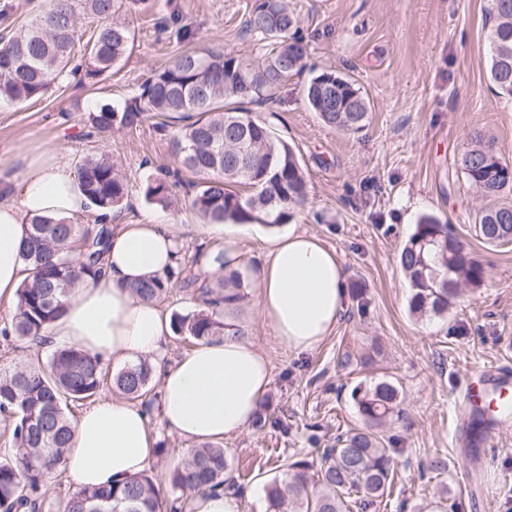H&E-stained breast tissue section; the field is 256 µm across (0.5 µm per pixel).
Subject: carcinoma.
I'll return each instance as SVG.
<instances>
[{
	"instance_id": "carcinoma-1",
	"label": "carcinoma",
	"mask_w": 512,
	"mask_h": 512,
	"mask_svg": "<svg viewBox=\"0 0 512 512\" xmlns=\"http://www.w3.org/2000/svg\"><path fill=\"white\" fill-rule=\"evenodd\" d=\"M253 0L245 31L269 42L261 61L234 52L187 50L155 71L139 93L121 105L105 103L91 116L101 134L116 126H140L151 114L180 122L172 139L175 157L202 176L195 185L193 209L209 224H286L308 198L305 172L288 143L274 136L252 107L273 103L282 87L301 72L306 45L297 36L299 21L288 0L271 11ZM118 0H51L48 10L15 31L0 36V100L36 101L49 88L75 74L70 67L82 10L101 24L87 43L82 79L94 82L126 57L133 33L119 13ZM490 80L498 94L512 98V0H488ZM307 103L321 122L345 132L367 126L369 101L347 75L323 71L305 87ZM468 180L483 197L495 200L512 188V165L476 137L461 159ZM81 189L99 210L112 209L126 196V182L112 157L87 155L78 166ZM170 186L157 178L146 197L168 204ZM488 242L512 238V204L497 203L477 218ZM112 228L86 226L68 219L37 217L26 227L21 255L27 276L16 293L9 320L0 325V342L46 344L45 331L66 311V300L88 279L102 272ZM399 266L409 280V309L423 316L442 315L460 288H479L485 266L454 234L451 225L424 217L402 247ZM216 271L210 281L184 274L181 262L164 276L140 281L133 293L148 302L164 298L175 286L193 289L201 308L171 315L173 333L196 342L224 335L240 336L231 318L246 298L247 274L231 267L219 249L203 255ZM154 368L147 359L112 373L98 355L76 347H56L46 362L0 364V422L11 453L0 457V512H47L46 480L65 466L74 438L70 406L82 405L105 389L129 400L147 396ZM351 399L363 428L336 437L316 460L291 461L285 477L263 483L266 512H367L392 495L394 458L400 448H386L377 430L396 411L399 389L388 381L359 383ZM230 466L224 448H193L169 470L167 488L151 469L123 482L78 489L62 512H183L196 493L235 489L224 479Z\"/></svg>"
}]
</instances>
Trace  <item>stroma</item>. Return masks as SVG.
Returning <instances> with one entry per match:
<instances>
[{
  "mask_svg": "<svg viewBox=\"0 0 512 512\" xmlns=\"http://www.w3.org/2000/svg\"><path fill=\"white\" fill-rule=\"evenodd\" d=\"M252 0H123L134 32L125 60L94 85L63 82L34 102H0V171L21 177L27 161L62 155L112 157L126 177L121 223L171 225L182 260L198 251H234L251 280L235 321L259 344L270 382L260 413L282 428L248 427L226 438L228 476L242 491L240 512H265L260 483L282 474L291 456H316L338 435L361 427L351 399L359 382L389 379L402 392L398 416L381 430L402 448L392 496L371 512H512V421L478 457L456 446L458 402L470 378L497 367L512 372V239L486 242L476 227L487 202L466 179L462 156L476 137L512 162V99L489 75L488 0H289L307 45L303 70L278 100L260 108L276 136L297 154L308 201L286 224H228L208 233L191 207L195 175L173 155L171 127L150 119L106 136L92 127L102 102L123 103L151 72L185 50L222 48L251 59L263 41L242 34ZM322 71L352 77L371 107L368 127L349 134L324 126L304 86ZM179 171L169 205L146 187ZM452 225L486 267L481 288L462 289L448 312L409 309L411 288L398 254L421 217ZM311 233L335 249L345 272V307L314 350L288 348L260 312L257 278L275 236ZM448 462L439 478L420 471Z\"/></svg>",
  "mask_w": 512,
  "mask_h": 512,
  "instance_id": "stroma-1",
  "label": "stroma"
}]
</instances>
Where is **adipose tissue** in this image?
<instances>
[{
	"label": "adipose tissue",
	"instance_id": "ef3b65f1",
	"mask_svg": "<svg viewBox=\"0 0 512 512\" xmlns=\"http://www.w3.org/2000/svg\"><path fill=\"white\" fill-rule=\"evenodd\" d=\"M87 204L65 157L27 162L18 179L0 174V303H13L25 277L19 245L27 224L36 217L69 218ZM99 217L112 227L104 271L76 290L47 331L48 343L88 350L117 369L150 358L161 381L156 415L186 440L219 443L247 429L270 382L263 349L227 336L166 364L170 318L136 298L129 286L174 266L175 238L164 224H118L110 211ZM344 297L335 250L306 233L273 241L260 272L258 304L289 348H316L334 330ZM150 417L144 405L122 397H100L85 410L74 423V444L66 455L75 484L103 487L142 473L156 451Z\"/></svg>",
	"mask_w": 512,
	"mask_h": 512
}]
</instances>
